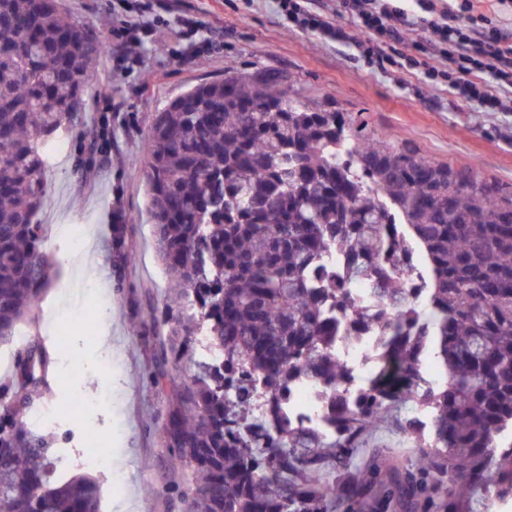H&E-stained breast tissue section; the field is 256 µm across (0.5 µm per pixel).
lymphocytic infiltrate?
I'll use <instances>...</instances> for the list:
<instances>
[{
    "label": "lymphocytic infiltrate",
    "mask_w": 512,
    "mask_h": 512,
    "mask_svg": "<svg viewBox=\"0 0 512 512\" xmlns=\"http://www.w3.org/2000/svg\"><path fill=\"white\" fill-rule=\"evenodd\" d=\"M277 5L281 16L296 30L352 43L361 56L369 59L386 57L387 48L401 42L407 30L427 29L432 38L419 50L435 57V64L423 67L416 57L401 54L391 59L393 67L402 71L422 68L424 80L431 86H448L486 112H512V41L501 29L484 26L474 0H459L455 5L447 0H417L419 11L415 14L394 0H336V15L357 19L361 30L357 37L310 9L307 0H277ZM113 8L136 14L132 22L112 30L117 64L144 66L143 48L156 27L164 24L168 12L174 14L183 33L194 35L190 54H199L206 44L199 36V22L178 15L177 0H164L159 14L148 0H115Z\"/></svg>",
    "instance_id": "1"
}]
</instances>
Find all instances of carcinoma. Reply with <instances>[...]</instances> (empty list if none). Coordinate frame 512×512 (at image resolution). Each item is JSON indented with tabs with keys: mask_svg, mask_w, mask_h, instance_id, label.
Listing matches in <instances>:
<instances>
[{
	"mask_svg": "<svg viewBox=\"0 0 512 512\" xmlns=\"http://www.w3.org/2000/svg\"><path fill=\"white\" fill-rule=\"evenodd\" d=\"M108 24L57 0H0V345L39 323L46 147L82 111ZM146 179L170 277L153 381L185 512H336L371 487L383 512L405 498L422 512L512 498L511 190L308 101L279 74L231 73L156 113ZM126 231L112 225L122 267L135 262ZM332 252L344 265L327 266ZM413 252L421 302L401 266ZM360 281L371 301L341 335L334 312ZM364 331L380 352L353 391L334 344ZM201 336L217 353L198 352ZM185 366L188 378L170 376ZM52 370L32 338L0 384V512H100L98 481L66 474L52 435L28 423ZM300 379L321 387L334 434L282 411ZM387 426L417 449L412 471L394 455L352 468Z\"/></svg>",
	"mask_w": 512,
	"mask_h": 512,
	"instance_id": "1",
	"label": "carcinoma"
}]
</instances>
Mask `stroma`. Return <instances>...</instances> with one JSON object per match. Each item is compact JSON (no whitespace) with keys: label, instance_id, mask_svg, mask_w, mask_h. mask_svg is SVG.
Returning <instances> with one entry per match:
<instances>
[{"label":"stroma","instance_id":"1","mask_svg":"<svg viewBox=\"0 0 512 512\" xmlns=\"http://www.w3.org/2000/svg\"><path fill=\"white\" fill-rule=\"evenodd\" d=\"M183 10L210 29L212 47L202 57L183 58L181 41L163 32L145 46V67L116 69L104 55L89 91L112 99V160L97 165L87 141L72 139L48 171L49 202L38 216L53 271L39 303L40 326L26 333L39 336L57 368L72 372L64 380L50 377L39 404L59 420L53 446L68 471L98 479L100 512L184 510L166 496L177 478L160 439L167 399L149 377L159 350L149 322L168 284L146 211L145 145L154 114L172 99L230 70H285L305 96L335 102L370 131L409 142L433 162L474 164L482 178L512 187V112L480 111L448 87L425 86L421 70L398 72L348 45L326 43L319 33L289 30L276 0L250 7L244 0H184ZM113 214L129 227L127 245L136 254L129 269L112 259ZM67 224L90 232L80 257L70 256L59 237ZM77 261L95 265L107 291L68 279L65 269ZM87 300L110 309L108 341H100L99 330L81 328L55 340L57 324ZM89 435L111 455V467L84 464Z\"/></svg>","mask_w":512,"mask_h":512}]
</instances>
